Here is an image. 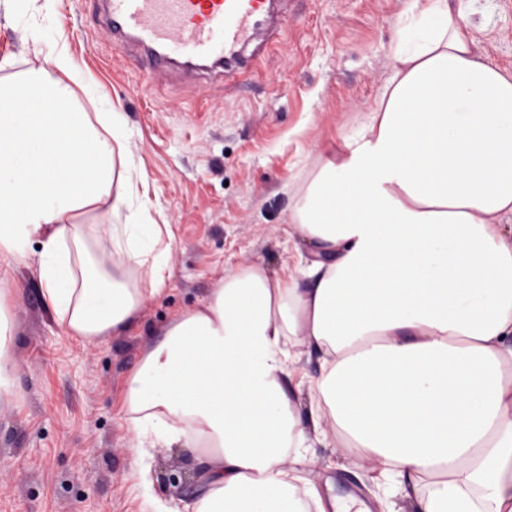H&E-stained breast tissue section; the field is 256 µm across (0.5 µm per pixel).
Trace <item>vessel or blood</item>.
I'll return each instance as SVG.
<instances>
[{
  "instance_id": "obj_1",
  "label": "vessel or blood",
  "mask_w": 512,
  "mask_h": 512,
  "mask_svg": "<svg viewBox=\"0 0 512 512\" xmlns=\"http://www.w3.org/2000/svg\"><path fill=\"white\" fill-rule=\"evenodd\" d=\"M122 57L148 77L226 90L270 49L283 26L277 0H92Z\"/></svg>"
}]
</instances>
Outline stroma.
<instances>
[{"instance_id": "stroma-1", "label": "stroma", "mask_w": 512, "mask_h": 512, "mask_svg": "<svg viewBox=\"0 0 512 512\" xmlns=\"http://www.w3.org/2000/svg\"><path fill=\"white\" fill-rule=\"evenodd\" d=\"M477 53L512 71V0H473ZM401 0H290L287 23L256 72L225 93L148 79L114 51L85 0H0V81L29 72L59 77L65 52L98 101L123 112L147 175L151 223L169 225L166 291L146 297L128 331L94 340L67 336L30 260L0 254L5 316L13 323L15 389L0 396V512H142L137 443L125 403L129 382L164 329L203 304L230 270L263 265L286 276L299 236L288 222V187L371 106L388 72L384 47ZM54 28L57 40L39 33ZM156 498L185 506L198 487L166 485L196 474L186 448L149 449ZM306 476L375 504L376 486L337 440L309 449Z\"/></svg>"}]
</instances>
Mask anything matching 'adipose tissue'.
<instances>
[{"mask_svg": "<svg viewBox=\"0 0 512 512\" xmlns=\"http://www.w3.org/2000/svg\"><path fill=\"white\" fill-rule=\"evenodd\" d=\"M401 2L373 107L292 191L309 257L285 279L227 273L128 386L138 437L207 448L192 512H371L308 483L330 433L416 512H512V73L476 54L473 0ZM57 67L0 86V253L28 260L38 238L67 336L117 335L164 292L170 245L102 145L129 143L124 114L103 103L90 124L78 63ZM91 232L147 288L83 262ZM301 345L317 376H296Z\"/></svg>", "mask_w": 512, "mask_h": 512, "instance_id": "adipose-tissue-1", "label": "adipose tissue"}]
</instances>
